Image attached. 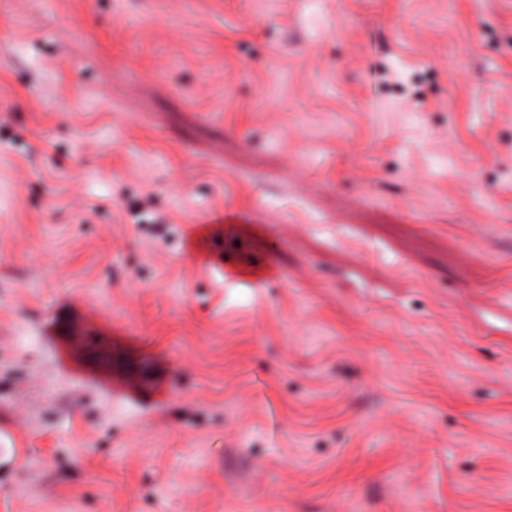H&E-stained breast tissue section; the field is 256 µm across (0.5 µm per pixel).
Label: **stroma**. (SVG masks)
I'll return each mask as SVG.
<instances>
[{"label": "stroma", "mask_w": 512, "mask_h": 512, "mask_svg": "<svg viewBox=\"0 0 512 512\" xmlns=\"http://www.w3.org/2000/svg\"><path fill=\"white\" fill-rule=\"evenodd\" d=\"M0 512H512V0H0Z\"/></svg>", "instance_id": "1"}]
</instances>
